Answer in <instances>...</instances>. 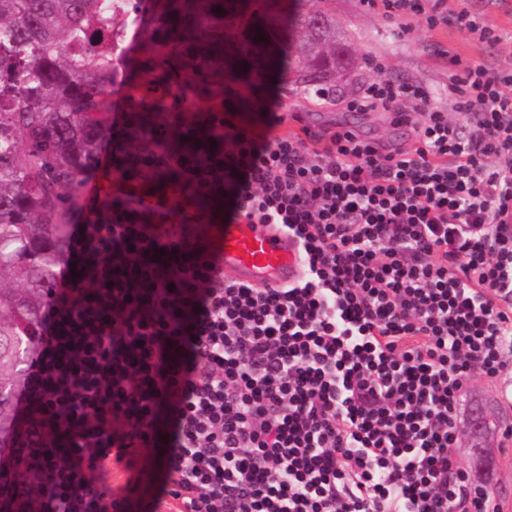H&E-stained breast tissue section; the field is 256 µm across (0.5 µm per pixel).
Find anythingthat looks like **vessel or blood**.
Wrapping results in <instances>:
<instances>
[{"instance_id":"1","label":"vessel or blood","mask_w":512,"mask_h":512,"mask_svg":"<svg viewBox=\"0 0 512 512\" xmlns=\"http://www.w3.org/2000/svg\"><path fill=\"white\" fill-rule=\"evenodd\" d=\"M209 239L226 277L247 285L281 287L301 280L305 262L297 243L271 224H215Z\"/></svg>"}]
</instances>
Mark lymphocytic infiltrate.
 <instances>
[{
	"mask_svg": "<svg viewBox=\"0 0 512 512\" xmlns=\"http://www.w3.org/2000/svg\"><path fill=\"white\" fill-rule=\"evenodd\" d=\"M383 4L405 34L446 21L444 0ZM448 94L465 123L388 79L348 101L412 125L411 151L281 136L276 112L246 127L228 94L206 153L167 148L196 136L168 112L115 156L111 214L69 225L16 394L9 512H158L156 470L178 512H503L459 461L457 408L512 362V68L467 65ZM203 201L287 233L305 277L225 279L198 252Z\"/></svg>",
	"mask_w": 512,
	"mask_h": 512,
	"instance_id": "f902f5d3",
	"label": "lymphocytic infiltrate"
}]
</instances>
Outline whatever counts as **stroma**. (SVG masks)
Instances as JSON below:
<instances>
[{
  "mask_svg": "<svg viewBox=\"0 0 512 512\" xmlns=\"http://www.w3.org/2000/svg\"><path fill=\"white\" fill-rule=\"evenodd\" d=\"M328 8L337 26L347 32L358 58L343 96L335 104L321 105L296 90L292 81L282 80L265 85L260 93H240L238 101L245 122L261 123L265 111L278 106L290 115L279 128L283 134L297 130L302 121L317 133L350 125L366 140L411 150L415 142L408 128L392 125L379 112L347 110V98L354 95L363 81L382 77L419 85L444 102L448 99L452 59H459L464 65L482 63L493 69L512 67V0H445L448 24L431 30L419 21L407 35L401 34L396 19L385 14L381 0L372 6L362 4L361 0H330ZM463 10L481 16L499 34V41H481L459 29L454 19ZM511 384L512 374H503L496 380L474 374L462 401L466 407L484 404L496 417L487 464L477 467L466 454L461 462L471 478L484 485L490 496L503 505L505 512H512V441L502 436L504 426L512 424V402L505 396V389Z\"/></svg>",
  "mask_w": 512,
  "mask_h": 512,
  "instance_id": "35a3bbf8",
  "label": "stroma"
}]
</instances>
